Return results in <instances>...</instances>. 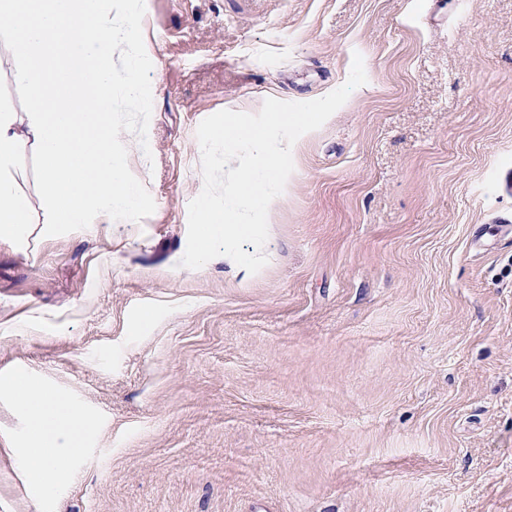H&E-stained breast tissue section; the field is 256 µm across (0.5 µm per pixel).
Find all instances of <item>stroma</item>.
<instances>
[{
    "instance_id": "1",
    "label": "stroma",
    "mask_w": 512,
    "mask_h": 512,
    "mask_svg": "<svg viewBox=\"0 0 512 512\" xmlns=\"http://www.w3.org/2000/svg\"><path fill=\"white\" fill-rule=\"evenodd\" d=\"M142 31L149 146L120 138L154 213L0 242V378L96 423L41 499L0 392V512H512V0H145ZM357 54L263 271L180 266L200 122Z\"/></svg>"
}]
</instances>
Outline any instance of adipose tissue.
Returning a JSON list of instances; mask_svg holds the SVG:
<instances>
[{
    "mask_svg": "<svg viewBox=\"0 0 512 512\" xmlns=\"http://www.w3.org/2000/svg\"><path fill=\"white\" fill-rule=\"evenodd\" d=\"M5 387L27 415V434L17 450L22 470L39 493L56 494L67 485L69 464L84 453L95 424L26 374L12 375Z\"/></svg>",
    "mask_w": 512,
    "mask_h": 512,
    "instance_id": "obj_1",
    "label": "adipose tissue"
}]
</instances>
